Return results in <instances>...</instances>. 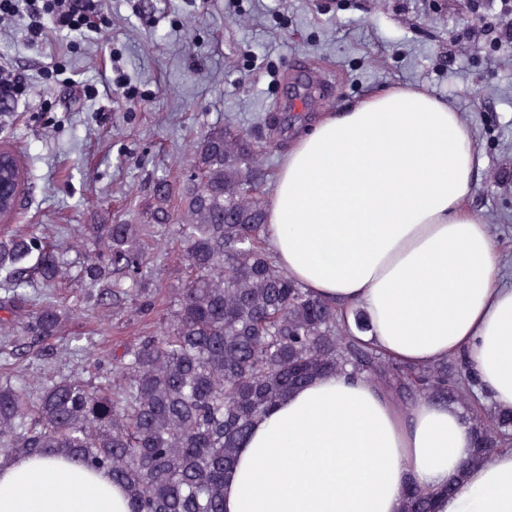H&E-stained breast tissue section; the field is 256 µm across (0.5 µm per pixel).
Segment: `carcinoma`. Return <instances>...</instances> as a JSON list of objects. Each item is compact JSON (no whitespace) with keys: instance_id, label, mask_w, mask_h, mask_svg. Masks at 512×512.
Listing matches in <instances>:
<instances>
[{"instance_id":"obj_1","label":"carcinoma","mask_w":512,"mask_h":512,"mask_svg":"<svg viewBox=\"0 0 512 512\" xmlns=\"http://www.w3.org/2000/svg\"><path fill=\"white\" fill-rule=\"evenodd\" d=\"M277 138L256 137L228 119L195 144L190 177L174 191L167 176L154 186L153 220L169 223L173 200L184 206L175 225L186 261L185 287L174 291L170 322L156 335L99 355H84L93 385L75 373L57 377L51 359L42 376L0 383V459L63 455L104 470L121 486L130 512H224V482L253 424L312 380L336 373L376 382L398 406L419 396L476 406L479 384L456 358L424 368L404 365L358 339L336 305L302 288L276 263L265 239L264 156ZM80 241L76 275L44 233H0V270L9 278L0 308L20 310L34 283L76 282L96 311L141 298L151 305V237L143 224H91ZM85 311L48 302L24 323L42 343ZM475 447L467 465L490 462L512 438V409L471 411ZM436 493L407 489L402 512H432Z\"/></svg>"}]
</instances>
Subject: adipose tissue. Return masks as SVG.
Here are the masks:
<instances>
[{"mask_svg":"<svg viewBox=\"0 0 512 512\" xmlns=\"http://www.w3.org/2000/svg\"><path fill=\"white\" fill-rule=\"evenodd\" d=\"M481 164L447 102L395 86L328 112L285 153L265 236L277 264L339 309L362 308L374 347L422 368L463 358L512 408V286L467 207ZM463 410L396 409L365 379L290 393L243 442L225 512H402L410 486L436 512H512V449L469 465ZM0 512H128L110 475L61 457L0 460Z\"/></svg>","mask_w":512,"mask_h":512,"instance_id":"obj_1","label":"adipose tissue"}]
</instances>
